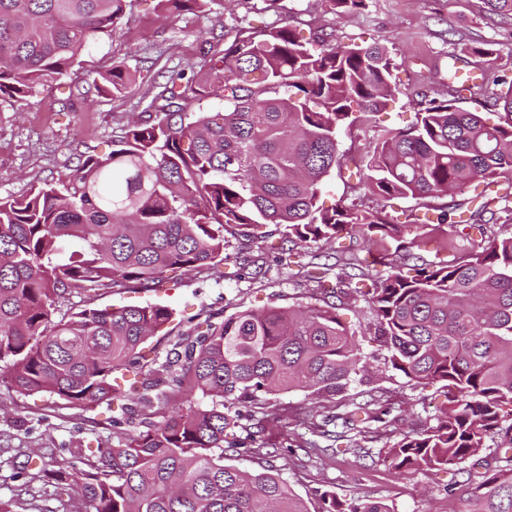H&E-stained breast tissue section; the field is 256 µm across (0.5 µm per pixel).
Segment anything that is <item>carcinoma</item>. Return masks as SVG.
<instances>
[{
	"mask_svg": "<svg viewBox=\"0 0 512 512\" xmlns=\"http://www.w3.org/2000/svg\"><path fill=\"white\" fill-rule=\"evenodd\" d=\"M338 19L367 0H326ZM165 17L207 19L221 0H159ZM127 0H0V112H23L69 74L92 43L110 36ZM198 71L153 83L138 120L112 130V151L79 154L52 181L0 198V363L22 395L46 393L79 409L118 407L112 427L136 416L145 430L88 449L85 468L40 470L79 487L90 512H310L278 472L245 470L227 456L257 451L275 458L259 424L237 435L242 409L267 396L308 389L334 397L354 381L369 384L368 356L342 321L350 295L374 316V340L391 368L416 384L438 382L445 401L437 423L387 449L404 471H431L490 446L482 471L461 472L464 512H512V234L491 231L488 203L468 217L423 206L393 224L383 209L321 196L342 168V129L385 111L401 93L383 46L303 39L285 23L228 47L209 30ZM131 73L112 67L93 88L122 92ZM415 121L377 125L355 162L353 191L390 202L441 198L505 178L512 189V76L490 67L465 85L448 68L447 97L418 94ZM474 109L463 107L466 102ZM222 104L220 112L206 105ZM497 113L488 123L481 112ZM451 225L477 231V249L429 248ZM274 226L270 246L293 275L314 284L319 304L244 310L177 339L143 363V345L172 322L159 303L100 309L97 291L155 288L169 270L208 274L226 259L230 228ZM409 241L398 240L403 231ZM362 242L397 241L372 277L357 250L335 262L302 261L310 243L341 234ZM347 287H342V284ZM74 293L86 296L69 305ZM69 313L57 317L62 306ZM127 380L121 385V380ZM199 394L208 403L193 402ZM383 396L371 388L342 415L316 425L335 443L372 418ZM159 420H154V417ZM317 512H394L383 502L315 493Z\"/></svg>",
	"mask_w": 512,
	"mask_h": 512,
	"instance_id": "cac0c4a2",
	"label": "carcinoma"
}]
</instances>
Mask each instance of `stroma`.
<instances>
[{
    "label": "stroma",
    "mask_w": 512,
    "mask_h": 512,
    "mask_svg": "<svg viewBox=\"0 0 512 512\" xmlns=\"http://www.w3.org/2000/svg\"><path fill=\"white\" fill-rule=\"evenodd\" d=\"M277 22L294 26L306 38L384 43L399 66L403 91L394 107L380 116L383 124L393 127L413 121L410 94H446L449 62L465 70L480 66L471 47L491 45L493 68L512 71V16L490 14L482 0H369L365 10L341 19L329 13L325 0H280L275 12L264 0H224L213 27L229 44ZM192 26L188 19L166 18L158 0H130L124 21L111 37L83 53L61 84L35 98L27 112H0V197H18L43 185L64 165H75L80 153H109L113 127L144 112L150 85L163 67L187 71L197 67ZM114 65L126 66L134 74L122 93L75 95V88L88 85ZM240 251L257 260L266 256L267 243L260 238L232 242L223 276L169 272L157 288L101 291L95 305H169L175 316L168 332L151 341L162 355L178 336L194 332L208 317L220 321L241 310L309 303L307 284L277 266L258 278L242 271L235 261ZM340 314L350 330L363 337L371 384L385 392L394 406L392 414H379L366 423L356 436L357 451L340 448L319 456L304 447L312 437L309 424L343 411L344 398H318L306 390L272 395L257 415L273 419L270 439L288 435L296 439L297 449L273 459L261 453L237 457L234 465L255 470L273 465L306 498L311 512L318 507L311 497L318 488L345 499L380 500L395 512H462L464 502L456 483L462 469L471 468V461L429 474L409 472L398 469L386 450L404 434L433 425L442 400L438 385L417 386L387 368L384 350L369 338L372 316L364 301H349ZM109 416L104 406L80 410L45 394H19L0 381V501L33 495L44 512H55L64 498L71 500L76 512H85L75 486H58L48 479L32 483L27 476L42 467L54 469L61 460L82 468L89 444L114 440Z\"/></svg>",
    "instance_id": "1"
}]
</instances>
